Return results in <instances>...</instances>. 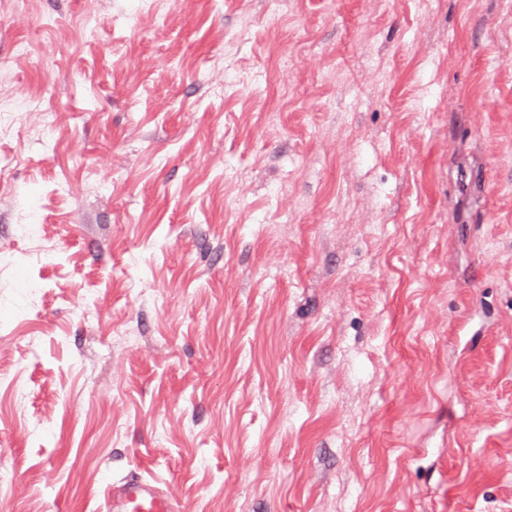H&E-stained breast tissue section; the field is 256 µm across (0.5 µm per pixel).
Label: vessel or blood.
Here are the masks:
<instances>
[{
    "label": "vessel or blood",
    "mask_w": 512,
    "mask_h": 512,
    "mask_svg": "<svg viewBox=\"0 0 512 512\" xmlns=\"http://www.w3.org/2000/svg\"><path fill=\"white\" fill-rule=\"evenodd\" d=\"M104 512H177L174 496L164 493L157 480L130 476L106 481Z\"/></svg>",
    "instance_id": "obj_1"
}]
</instances>
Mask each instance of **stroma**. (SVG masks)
I'll use <instances>...</instances> for the list:
<instances>
[{
	"label": "stroma",
	"instance_id": "stroma-1",
	"mask_svg": "<svg viewBox=\"0 0 512 512\" xmlns=\"http://www.w3.org/2000/svg\"><path fill=\"white\" fill-rule=\"evenodd\" d=\"M21 92L0 512H512V0H0ZM155 479L130 476L107 480L101 509L106 512H177L176 498Z\"/></svg>",
	"mask_w": 512,
	"mask_h": 512
}]
</instances>
